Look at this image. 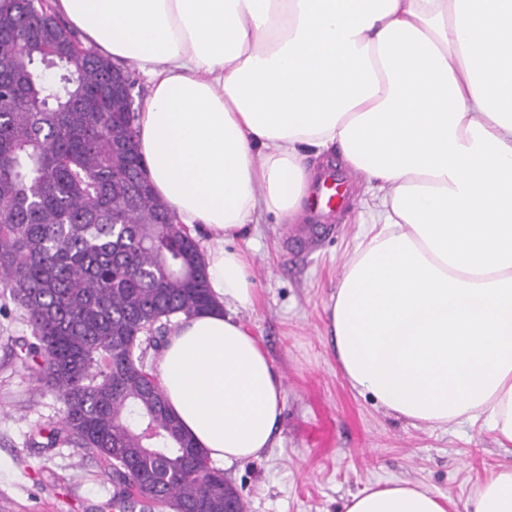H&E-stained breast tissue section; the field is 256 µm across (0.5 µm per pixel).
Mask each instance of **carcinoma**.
Instances as JSON below:
<instances>
[{"instance_id":"1","label":"carcinoma","mask_w":512,"mask_h":512,"mask_svg":"<svg viewBox=\"0 0 512 512\" xmlns=\"http://www.w3.org/2000/svg\"><path fill=\"white\" fill-rule=\"evenodd\" d=\"M0 29V293L25 312L21 352L63 405L31 443L84 449L117 512H225L237 491L146 379L172 320L216 301L198 240L148 184L138 113L108 92L129 74L43 0H0Z\"/></svg>"}]
</instances>
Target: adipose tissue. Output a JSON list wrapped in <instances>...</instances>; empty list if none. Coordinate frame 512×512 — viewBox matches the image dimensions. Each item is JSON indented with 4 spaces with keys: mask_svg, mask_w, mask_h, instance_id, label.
Segmentation results:
<instances>
[{
    "mask_svg": "<svg viewBox=\"0 0 512 512\" xmlns=\"http://www.w3.org/2000/svg\"><path fill=\"white\" fill-rule=\"evenodd\" d=\"M86 43L135 64L157 196L208 234L217 310L179 317L156 369L208 458L273 446L283 377L238 319L254 308L257 210L296 223L338 151L379 195L327 305L350 386L429 427L512 447V0H53ZM344 512H512V463L465 503L392 482Z\"/></svg>",
    "mask_w": 512,
    "mask_h": 512,
    "instance_id": "ef3b65f1",
    "label": "adipose tissue"
}]
</instances>
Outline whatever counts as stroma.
I'll return each instance as SVG.
<instances>
[{
    "mask_svg": "<svg viewBox=\"0 0 512 512\" xmlns=\"http://www.w3.org/2000/svg\"><path fill=\"white\" fill-rule=\"evenodd\" d=\"M377 211L354 182L350 207L309 251L289 246L287 225L273 215L254 217L260 294L238 317L283 375L285 408L273 448L224 471L246 512H340L349 495L400 480L462 503L493 467L512 461L484 426H415L345 380L324 307ZM29 335L22 309L0 295V504L9 512H109L112 485L82 449L28 444L37 429L58 425L63 409L15 356Z\"/></svg>",
    "mask_w": 512,
    "mask_h": 512,
    "instance_id": "1",
    "label": "stroma"
}]
</instances>
